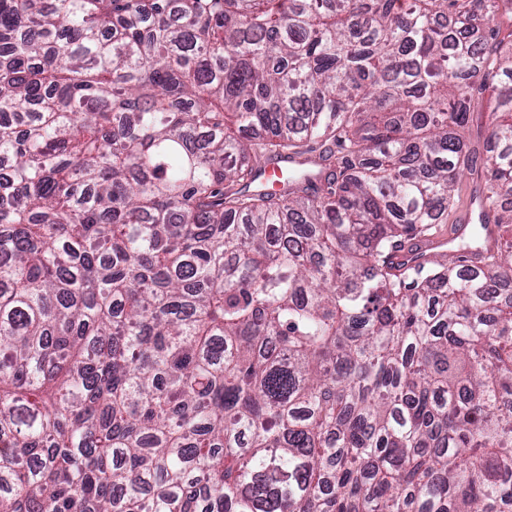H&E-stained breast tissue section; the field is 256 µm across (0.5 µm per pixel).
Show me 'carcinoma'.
I'll list each match as a JSON object with an SVG mask.
<instances>
[{
    "label": "carcinoma",
    "mask_w": 512,
    "mask_h": 512,
    "mask_svg": "<svg viewBox=\"0 0 512 512\" xmlns=\"http://www.w3.org/2000/svg\"><path fill=\"white\" fill-rule=\"evenodd\" d=\"M504 22L0 0V512H512V239L387 264L467 174L512 232ZM490 110V92L476 94L472 103L466 136L480 150V153H477L478 166L482 164L483 139L486 136V126L489 122Z\"/></svg>",
    "instance_id": "1"
}]
</instances>
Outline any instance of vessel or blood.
Here are the masks:
<instances>
[{
  "label": "vessel or blood",
  "mask_w": 512,
  "mask_h": 512,
  "mask_svg": "<svg viewBox=\"0 0 512 512\" xmlns=\"http://www.w3.org/2000/svg\"><path fill=\"white\" fill-rule=\"evenodd\" d=\"M498 226L492 219L483 195H473L466 207L458 212L447 232L436 233L394 246L387 262L392 270L401 271L456 256H464L467 265L480 263L485 250L493 248Z\"/></svg>",
  "instance_id": "b4317fda"
}]
</instances>
